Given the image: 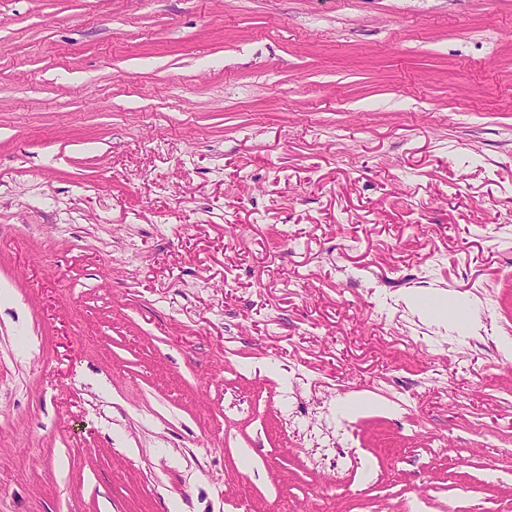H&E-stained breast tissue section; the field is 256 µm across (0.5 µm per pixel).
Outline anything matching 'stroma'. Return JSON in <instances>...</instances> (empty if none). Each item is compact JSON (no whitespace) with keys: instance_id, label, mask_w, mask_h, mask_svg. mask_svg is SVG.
I'll return each mask as SVG.
<instances>
[{"instance_id":"obj_1","label":"stroma","mask_w":512,"mask_h":512,"mask_svg":"<svg viewBox=\"0 0 512 512\" xmlns=\"http://www.w3.org/2000/svg\"><path fill=\"white\" fill-rule=\"evenodd\" d=\"M505 337L512 0H0V512H512ZM402 299L410 309L423 313H431L440 323L448 322L449 301L448 296L444 293V291L432 294L430 298V309H427L424 306L426 299L424 295L418 291H410L405 293L403 294Z\"/></svg>"}]
</instances>
